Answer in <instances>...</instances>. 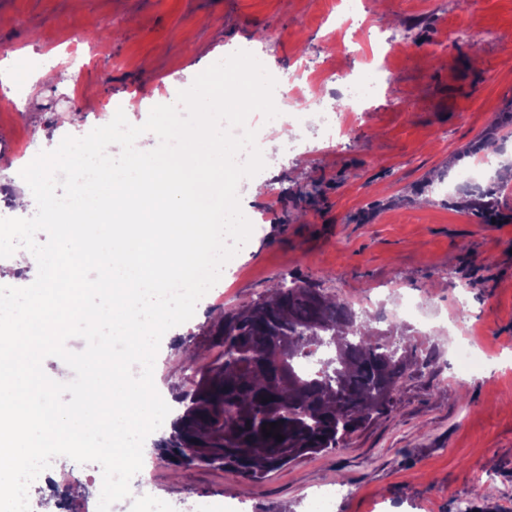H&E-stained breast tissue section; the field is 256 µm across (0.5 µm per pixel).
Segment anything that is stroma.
Here are the masks:
<instances>
[{
  "instance_id": "35a3bbf8",
  "label": "stroma",
  "mask_w": 512,
  "mask_h": 512,
  "mask_svg": "<svg viewBox=\"0 0 512 512\" xmlns=\"http://www.w3.org/2000/svg\"><path fill=\"white\" fill-rule=\"evenodd\" d=\"M460 29L449 40V29ZM77 45L72 82L62 62ZM251 52L276 79L308 67L307 98L342 100L345 83L379 64L382 85L351 144L329 153L322 131L269 134L266 167L238 185L254 218L198 314L162 339L154 379L172 398L186 375L181 343L211 351L214 315L250 302L282 279L320 283L351 304L423 299L436 331L407 333L417 350L394 406L338 449L307 455L264 479H232L208 467L153 466L150 492L175 512L199 502L226 512H312L335 487L332 512H512V187L497 223L442 185L471 163L467 148L494 125L512 131V0H0V68L25 72L0 100V192L30 189L21 170L63 137L104 123L101 103L144 123L212 63ZM267 191L257 196L254 182ZM29 199L12 208L34 215ZM482 351L460 372L446 331L457 309ZM97 464H70L81 496L47 476L29 487L32 512L53 496L58 512H96Z\"/></svg>"
}]
</instances>
